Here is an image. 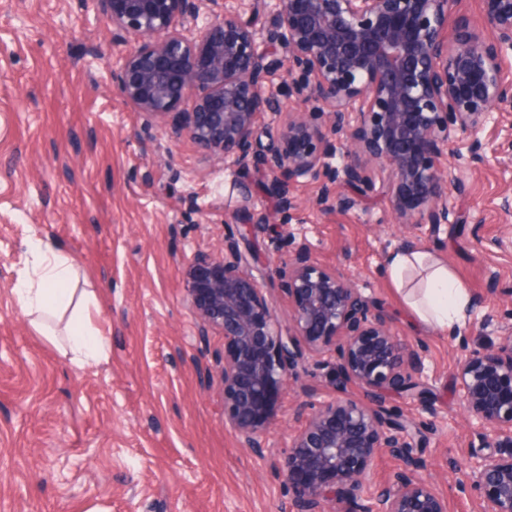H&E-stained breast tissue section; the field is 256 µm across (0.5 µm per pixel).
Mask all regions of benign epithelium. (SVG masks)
I'll return each mask as SVG.
<instances>
[{
	"label": "benign epithelium",
	"instance_id": "benign-epithelium-1",
	"mask_svg": "<svg viewBox=\"0 0 512 512\" xmlns=\"http://www.w3.org/2000/svg\"><path fill=\"white\" fill-rule=\"evenodd\" d=\"M456 4L81 0L133 42L111 74L124 101L156 120L172 118L171 137L189 138L227 166L263 168L283 213L295 208L303 179L321 181L322 210H349L379 183L400 223L433 225L449 222V199L464 192L460 180L448 188L449 145L512 106V0H478L490 35L463 16L450 43ZM261 8L273 16L264 31L252 17ZM282 98L299 109L260 128ZM365 160L378 164L376 174ZM282 238L286 325L237 246L189 263L186 294L199 336L224 338V357L204 372L224 399V423L255 457L273 458L292 512H448L422 456L430 422L386 403L406 393L433 413L423 345L400 337L351 279L317 261L306 239L289 230ZM460 344L458 400L479 447L491 449L470 453L460 485L476 495L479 512H512V336L482 349H468L466 336ZM306 358L333 365L335 380L323 400L299 404L306 424L274 457L270 400ZM382 450L402 467L379 484Z\"/></svg>",
	"mask_w": 512,
	"mask_h": 512
}]
</instances>
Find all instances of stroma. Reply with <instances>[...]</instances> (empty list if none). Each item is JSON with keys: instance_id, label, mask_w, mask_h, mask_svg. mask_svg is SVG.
<instances>
[{"instance_id": "1", "label": "stroma", "mask_w": 512, "mask_h": 512, "mask_svg": "<svg viewBox=\"0 0 512 512\" xmlns=\"http://www.w3.org/2000/svg\"><path fill=\"white\" fill-rule=\"evenodd\" d=\"M123 50L79 0H0V512H291L270 461L239 447L223 398L200 377L224 339L200 341L185 292L196 252L236 242L287 320L273 275L285 228L372 297L401 337L425 343L435 423L425 457L448 512H477L447 466L478 443L456 396L461 351L416 324L385 262L407 241L423 244L512 331V217L499 209L512 192V112L483 129L480 154L468 136L452 144L448 162L466 185L454 223L399 224L378 190L353 209L321 211L314 180L299 183L286 216L262 172L170 138L166 123L123 101L110 77ZM243 206L257 223H225ZM35 236L83 270L72 305L37 321L14 293L32 271ZM75 316L106 338L102 359L76 364L60 353ZM332 378L314 360L302 364L274 397L271 447H287L303 423L297 405L319 401Z\"/></svg>"}]
</instances>
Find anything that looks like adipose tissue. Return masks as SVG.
Listing matches in <instances>:
<instances>
[{
    "label": "adipose tissue",
    "mask_w": 512,
    "mask_h": 512,
    "mask_svg": "<svg viewBox=\"0 0 512 512\" xmlns=\"http://www.w3.org/2000/svg\"><path fill=\"white\" fill-rule=\"evenodd\" d=\"M28 250L37 258L38 270L35 277L20 279L14 288L21 308L35 314L68 308L73 300L68 286L78 276L74 260L39 238L29 241ZM386 272L420 325L448 334L465 322L469 294L448 265L432 253L395 251L387 259ZM106 346L104 337L88 325H73L68 332L67 352L73 362L99 359Z\"/></svg>",
    "instance_id": "obj_1"
}]
</instances>
